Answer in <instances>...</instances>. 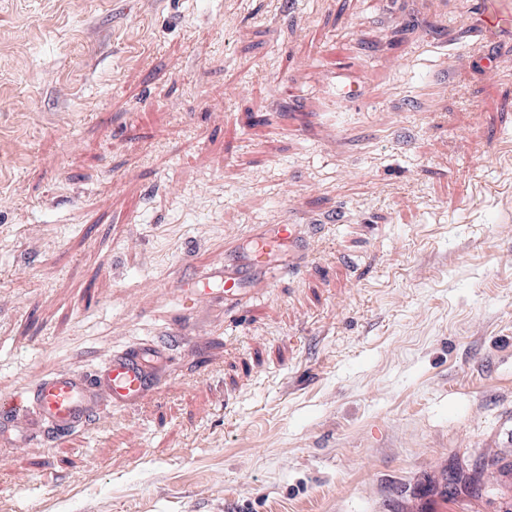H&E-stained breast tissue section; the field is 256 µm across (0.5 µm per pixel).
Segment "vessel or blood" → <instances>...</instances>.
Wrapping results in <instances>:
<instances>
[{"label": "vessel or blood", "mask_w": 512, "mask_h": 512, "mask_svg": "<svg viewBox=\"0 0 512 512\" xmlns=\"http://www.w3.org/2000/svg\"><path fill=\"white\" fill-rule=\"evenodd\" d=\"M272 242L287 244L293 253L305 255L310 250L308 239L299 234L294 222L266 225L262 241L246 264L217 265L197 273L199 285L184 289V305L195 310L218 300L240 304L251 272L267 266ZM164 365L163 348L125 349L112 354L92 377L58 371L42 378L10 397L11 407L20 408L22 415L14 428L0 432V445L23 448L33 440L61 439L77 429H94L105 403L121 412L136 409L164 385Z\"/></svg>", "instance_id": "obj_1"}]
</instances>
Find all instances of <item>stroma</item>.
Listing matches in <instances>:
<instances>
[{"mask_svg": "<svg viewBox=\"0 0 512 512\" xmlns=\"http://www.w3.org/2000/svg\"><path fill=\"white\" fill-rule=\"evenodd\" d=\"M455 9L0 0V401L189 336L138 408L0 446V512H512V78L477 54L512 31ZM329 212L300 275L186 313ZM299 224L288 219L282 224H267L264 237L259 241L256 250L252 253L246 265H217L196 274V281H201L202 288L183 289V304L192 310L204 304L223 301L224 305H238L244 295L250 291L246 288L251 281L253 270H263L268 265V243H288L291 253L308 255L310 243L308 239L298 233ZM209 284L219 288H209Z\"/></svg>", "mask_w": 512, "mask_h": 512, "instance_id": "obj_1", "label": "stroma"}]
</instances>
